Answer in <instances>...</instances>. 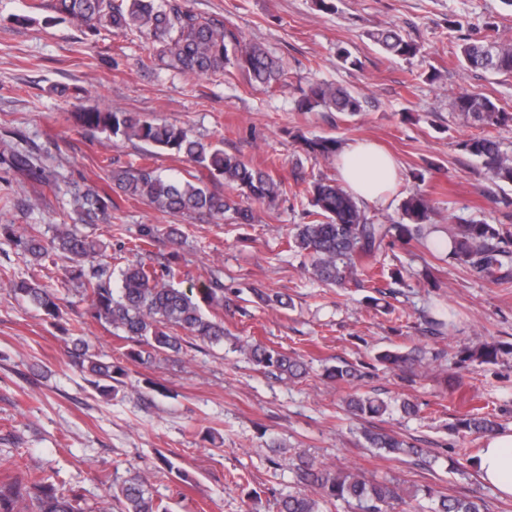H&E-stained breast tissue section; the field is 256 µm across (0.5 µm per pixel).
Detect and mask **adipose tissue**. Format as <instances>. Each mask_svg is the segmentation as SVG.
<instances>
[{
	"mask_svg": "<svg viewBox=\"0 0 512 512\" xmlns=\"http://www.w3.org/2000/svg\"><path fill=\"white\" fill-rule=\"evenodd\" d=\"M336 165L345 189L372 207L388 204L399 172L394 159L374 143L351 140L343 145ZM481 478L498 494L512 498V430L485 441L477 460Z\"/></svg>",
	"mask_w": 512,
	"mask_h": 512,
	"instance_id": "1",
	"label": "adipose tissue"
}]
</instances>
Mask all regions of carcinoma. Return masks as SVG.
I'll return each mask as SVG.
<instances>
[{"label": "carcinoma", "mask_w": 512, "mask_h": 512, "mask_svg": "<svg viewBox=\"0 0 512 512\" xmlns=\"http://www.w3.org/2000/svg\"><path fill=\"white\" fill-rule=\"evenodd\" d=\"M49 8L59 20L69 19L93 32L136 34L152 44V50L141 60L144 69H165L195 76H216L231 65L241 71L249 83L270 87L285 75L282 64L260 44L245 41L223 22L202 16L186 6L185 0H50ZM371 40L384 52L401 57H414L420 47L405 38L401 30L390 26L370 34ZM458 58L469 70L492 71L512 77V45L491 35L467 39L458 46ZM453 112L463 122L494 130L512 126V112L499 107L491 99L461 93L450 102ZM298 108L311 112L322 108L335 112L355 113L361 110L360 96L350 90L312 82L298 101ZM65 120L89 131L112 137L136 139L167 154L194 165L196 173L180 178L161 176L148 166L114 169L112 183L128 198L140 199L161 213L207 214L222 216L233 212L239 223L250 224L252 204L272 203L287 192L285 184L261 168L224 152L219 144L206 143L186 128L167 122L148 120L138 112L119 108H94L70 112ZM295 140L308 155L329 160L338 155L339 147L332 137ZM461 150L481 159L492 178L512 184V155L503 149L499 137L487 133L459 143ZM17 171L38 178L46 187L52 181L28 153L16 152L9 159ZM224 181L236 195L211 191L204 178ZM306 217L310 221L294 225L288 246L310 260L311 275L321 282L343 285L353 280L356 285L371 281L363 261L372 259L400 231L420 239L426 246L464 265L478 278H491L499 283L512 281V251L504 247L503 229L481 222L458 224L448 229L447 240L433 238L429 227L433 214L431 199L419 189L401 202L403 223L382 224L361 207L336 181L318 179L311 183ZM75 222L57 224L51 237L36 230L19 232L13 224H0L5 237L24 255L39 260L51 252L67 263L66 282L76 284L87 302L85 314L103 325L125 333L136 343L127 357L140 365H149L156 356H177L183 352L186 338L204 343L224 342V284L211 269L199 274L201 287L193 290L178 287L182 276L176 263L158 268L141 261L128 263L114 274L112 263L104 260V245L85 232L89 225L105 223L110 218L112 201L97 190L83 185L72 191ZM9 292L20 297L53 324L63 317L58 290L35 279H7ZM219 311L208 316L202 304ZM73 350L82 356V367L90 376L89 383L104 396L116 392L124 376L122 367L104 362L89 352L80 336H69ZM239 350L264 372L275 376L299 378L306 365L297 357L248 340ZM498 345L482 343L465 350L463 361L480 363L497 358ZM376 360L389 367L414 369L421 366L422 356L412 352L385 350ZM328 378L353 383L360 377L348 364L327 369ZM356 414L381 417L388 405L379 399L354 393L347 400ZM457 430L465 434L491 436L498 431L495 421L485 416L466 414L458 420ZM370 448L388 454L417 455L421 449L387 432L363 435ZM295 465L300 481L311 493L290 491L281 497L279 512H328L326 505L345 502L356 512H396L409 499L422 498L431 503L428 512H484L479 501L468 496L444 494L428 485L404 497L400 484L392 479L368 477L360 472H342L317 465L298 457ZM111 498L121 512H172L167 501L156 497L146 481L130 477L112 486ZM0 512H85L81 495L57 486L49 476L30 474L0 485Z\"/></svg>", "instance_id": "1"}]
</instances>
